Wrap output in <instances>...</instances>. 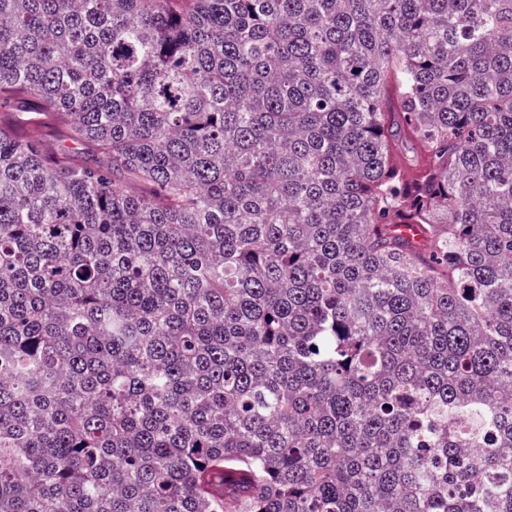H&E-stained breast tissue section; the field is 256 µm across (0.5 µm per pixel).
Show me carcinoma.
Here are the masks:
<instances>
[{"mask_svg":"<svg viewBox=\"0 0 512 512\" xmlns=\"http://www.w3.org/2000/svg\"><path fill=\"white\" fill-rule=\"evenodd\" d=\"M14 99L0 512H512V0H0Z\"/></svg>","mask_w":512,"mask_h":512,"instance_id":"carcinoma-1","label":"carcinoma"}]
</instances>
